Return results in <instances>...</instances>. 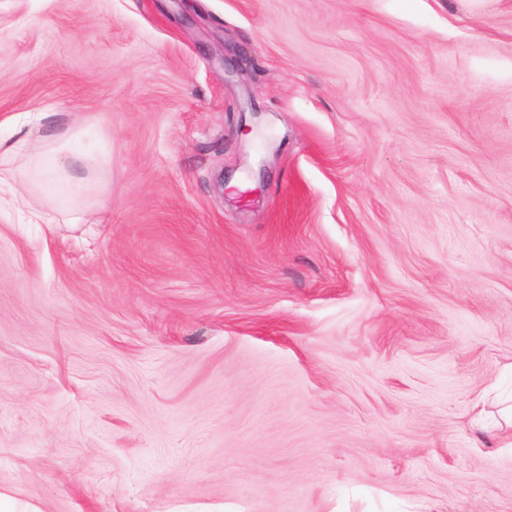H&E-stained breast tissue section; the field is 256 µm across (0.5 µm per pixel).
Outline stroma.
<instances>
[{
    "label": "stroma",
    "instance_id": "1",
    "mask_svg": "<svg viewBox=\"0 0 512 512\" xmlns=\"http://www.w3.org/2000/svg\"><path fill=\"white\" fill-rule=\"evenodd\" d=\"M20 133L1 493L512 512V0H0Z\"/></svg>",
    "mask_w": 512,
    "mask_h": 512
}]
</instances>
